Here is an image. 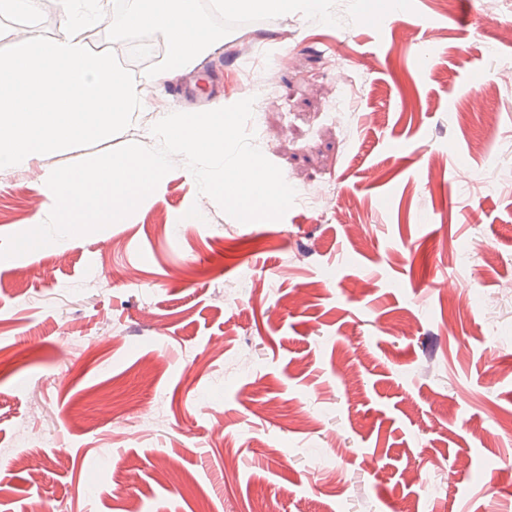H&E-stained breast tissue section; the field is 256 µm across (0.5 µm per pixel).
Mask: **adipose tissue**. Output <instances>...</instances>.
I'll use <instances>...</instances> for the list:
<instances>
[{
    "mask_svg": "<svg viewBox=\"0 0 512 512\" xmlns=\"http://www.w3.org/2000/svg\"><path fill=\"white\" fill-rule=\"evenodd\" d=\"M114 25L159 30L169 46L164 75L171 80L193 69L216 44L213 31L200 18L197 0H134L130 11L116 17Z\"/></svg>",
    "mask_w": 512,
    "mask_h": 512,
    "instance_id": "ef3b65f1",
    "label": "adipose tissue"
}]
</instances>
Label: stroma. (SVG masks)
Returning a JSON list of instances; mask_svg holds the SVG:
<instances>
[{
	"label": "stroma",
	"instance_id": "35a3bbf8",
	"mask_svg": "<svg viewBox=\"0 0 512 512\" xmlns=\"http://www.w3.org/2000/svg\"><path fill=\"white\" fill-rule=\"evenodd\" d=\"M371 3L373 26L360 0L262 27L201 10L216 49L164 80L167 41L113 28L109 0L87 45L153 44L124 61L144 107L106 140L0 170V239L47 219L55 168L252 96L256 50L262 153L335 196L243 223L179 157L132 215L0 267V512H512V87L470 83L512 66L496 36L512 0H468L464 21L458 0ZM61 23L55 0L0 16V49ZM341 67L366 82L338 126Z\"/></svg>",
	"mask_w": 512,
	"mask_h": 512
}]
</instances>
